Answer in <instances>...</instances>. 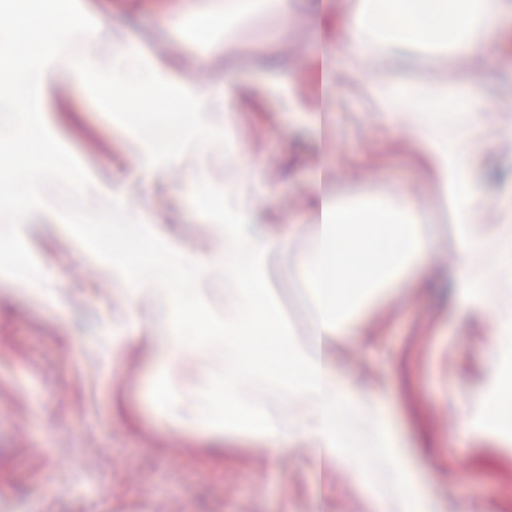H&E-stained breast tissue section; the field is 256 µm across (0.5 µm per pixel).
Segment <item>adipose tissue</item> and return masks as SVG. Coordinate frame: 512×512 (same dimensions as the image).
Masks as SVG:
<instances>
[{
    "mask_svg": "<svg viewBox=\"0 0 512 512\" xmlns=\"http://www.w3.org/2000/svg\"><path fill=\"white\" fill-rule=\"evenodd\" d=\"M474 2L376 0V7L399 17L398 33L483 53L498 38L501 10L482 11L481 36L468 39L464 32ZM372 93L381 119L413 129L439 191L456 212L459 266L451 281L452 301L474 312L496 306L502 337L511 341L512 204L489 200L475 178L471 163L487 145L475 136L482 125L475 98L449 94L443 86L392 81L374 83ZM263 194L259 182L249 194L225 192L224 235L237 248L223 261L162 240L158 261L145 265V273L158 278L154 297L159 301L171 295L166 279L171 271L181 274L190 288L213 281L224 286L223 381L214 390L199 388L187 404L162 377L155 382L157 398L173 414L189 415L201 426L220 424L266 441L306 431L317 458L327 463L335 462L340 448L355 454L369 446L396 447L388 424L334 372L329 345L385 289L405 286L428 272L432 248L420 231L417 202L399 191L334 196L323 178H316L305 216L315 236L303 262L315 304L317 344L310 347L289 336L269 296V258L286 247L288 238L263 229L256 203ZM246 333L274 335L279 349L275 367L265 371L242 364L236 340ZM343 414L356 424L346 434L337 427Z\"/></svg>",
    "mask_w": 512,
    "mask_h": 512,
    "instance_id": "1",
    "label": "adipose tissue"
}]
</instances>
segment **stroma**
<instances>
[{
    "instance_id": "1",
    "label": "stroma",
    "mask_w": 512,
    "mask_h": 512,
    "mask_svg": "<svg viewBox=\"0 0 512 512\" xmlns=\"http://www.w3.org/2000/svg\"><path fill=\"white\" fill-rule=\"evenodd\" d=\"M110 34L126 27L145 55L167 56L179 76L211 92L231 87V123L224 130L233 158L213 164L202 149L178 170L145 176L129 132L105 115L87 88L69 82L48 92L43 119L93 182L91 205L122 196L143 223L187 249L214 245L221 257L220 204L225 185L243 180L257 161L269 229L301 223L315 166L331 186L383 194L402 188L421 205L432 240L430 273L420 285L389 290L344 332L333 369L369 393L399 438L402 459L418 476L412 485L435 512H512V420L471 417L494 369L499 320L445 302L439 285L457 262L455 223L431 183L422 151L402 126L368 121L367 88L378 78L380 52L362 56L349 81L331 58L320 92H311L310 62L321 41L348 38L335 9L315 22L313 0H294V19L256 13L210 44L180 30L176 19L223 10L224 0H79ZM501 36L484 54L416 48L402 75L454 87L480 99L491 119L512 102V0ZM323 112L322 151L308 134L309 112ZM481 165L496 173L484 190L512 195V125ZM24 241L57 297L43 303L0 275V512H377L374 492L389 487L380 455L343 456L320 467L303 439L266 443L244 433L214 432L169 418L153 387L163 366L139 336L159 344L172 333L167 316L128 318L122 286L98 255L84 250L65 225L36 213ZM309 247L295 241L271 264L280 318L298 340L311 332L312 303L301 262Z\"/></svg>"
}]
</instances>
